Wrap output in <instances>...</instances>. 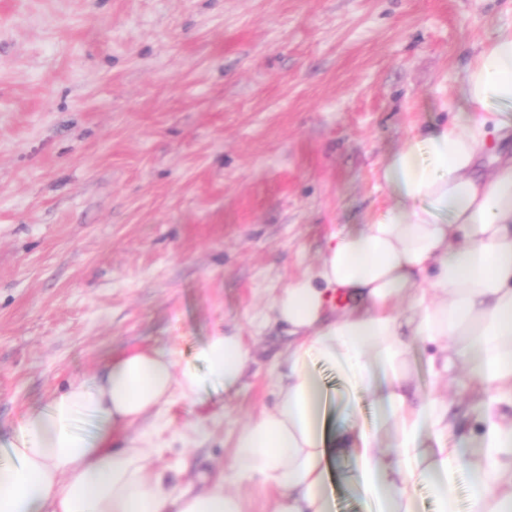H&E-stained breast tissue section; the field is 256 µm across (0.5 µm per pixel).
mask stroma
Masks as SVG:
<instances>
[{
    "label": "stroma",
    "mask_w": 512,
    "mask_h": 512,
    "mask_svg": "<svg viewBox=\"0 0 512 512\" xmlns=\"http://www.w3.org/2000/svg\"><path fill=\"white\" fill-rule=\"evenodd\" d=\"M510 25L512 0H0V448L25 407L110 359L190 362L236 328L239 394L175 401L152 433L158 467L232 478L287 344L262 315L332 230L387 204L380 168ZM430 353L410 344L411 390L478 432ZM315 372L329 424L381 433L378 394ZM329 469L333 512H368L355 458Z\"/></svg>",
    "instance_id": "1"
}]
</instances>
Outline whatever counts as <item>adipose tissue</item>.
I'll list each match as a JSON object with an SVG mask.
<instances>
[{
    "instance_id": "obj_1",
    "label": "adipose tissue",
    "mask_w": 512,
    "mask_h": 512,
    "mask_svg": "<svg viewBox=\"0 0 512 512\" xmlns=\"http://www.w3.org/2000/svg\"><path fill=\"white\" fill-rule=\"evenodd\" d=\"M511 127L512 26L468 60L452 118L411 132L389 157L380 178L391 204L360 229L332 233L315 268L273 299L269 313L288 334L287 371L275 405L233 443L238 482L274 491L269 512H332L328 462L349 454L374 512H415L419 482L437 512H457L463 462L474 512H512V157L489 140ZM485 159L497 168L477 175ZM406 325L435 346L436 373L462 368L483 398L470 459L451 434L447 399L412 403L402 391ZM195 358L129 351L24 410L0 459V512H244L223 478L182 484L156 467L147 438L130 432L173 399L198 400L207 383L238 391L252 360L242 336L222 330ZM319 362L350 389H380L394 459L383 458L376 435L327 431ZM82 415L96 421L94 433L78 430ZM427 431L435 447H421Z\"/></svg>"
}]
</instances>
